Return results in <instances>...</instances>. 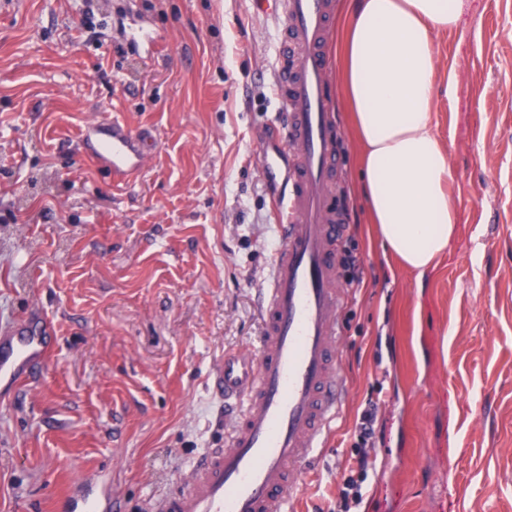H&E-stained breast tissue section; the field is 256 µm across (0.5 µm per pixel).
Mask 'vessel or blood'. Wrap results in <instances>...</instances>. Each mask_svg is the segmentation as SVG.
Instances as JSON below:
<instances>
[{
  "instance_id": "vessel-or-blood-1",
  "label": "vessel or blood",
  "mask_w": 512,
  "mask_h": 512,
  "mask_svg": "<svg viewBox=\"0 0 512 512\" xmlns=\"http://www.w3.org/2000/svg\"><path fill=\"white\" fill-rule=\"evenodd\" d=\"M278 19L274 93L285 116L261 168L288 176L277 204L281 240L262 293L256 348L226 353L209 372L212 395L239 413L224 443L209 449L150 512H289L346 397L339 370L338 314L344 290L336 276V241L346 216L332 192L336 128L325 38L333 0H257ZM81 140L115 184L140 174L156 142L151 131L119 119L87 122ZM52 323L33 316L0 327V391L32 378L52 356ZM64 512H113L111 490L79 479L62 498Z\"/></svg>"
}]
</instances>
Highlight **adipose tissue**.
<instances>
[{
	"instance_id": "obj_1",
	"label": "adipose tissue",
	"mask_w": 512,
	"mask_h": 512,
	"mask_svg": "<svg viewBox=\"0 0 512 512\" xmlns=\"http://www.w3.org/2000/svg\"><path fill=\"white\" fill-rule=\"evenodd\" d=\"M339 42L341 97L356 134L363 193L384 252L425 272L459 222L448 147L436 131L435 36L458 27L465 0H349Z\"/></svg>"
}]
</instances>
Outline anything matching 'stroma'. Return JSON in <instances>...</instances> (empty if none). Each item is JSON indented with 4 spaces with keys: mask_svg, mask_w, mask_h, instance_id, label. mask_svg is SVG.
<instances>
[{
    "mask_svg": "<svg viewBox=\"0 0 512 512\" xmlns=\"http://www.w3.org/2000/svg\"><path fill=\"white\" fill-rule=\"evenodd\" d=\"M91 6V24L82 9ZM145 29L152 49L125 41ZM440 49L435 121L459 224L425 274L386 259L340 100L337 258L357 253L338 321L348 395L292 512H328L351 455L376 466L354 512H512V0H467ZM277 24L255 0H21L0 12V325L42 311L58 342L0 398V512H61L97 471L121 512L217 447L205 380L256 347L278 245ZM153 128L138 179L113 185L78 142L93 119ZM375 434L355 432L366 399Z\"/></svg>",
    "mask_w": 512,
    "mask_h": 512,
    "instance_id": "stroma-1",
    "label": "stroma"
}]
</instances>
